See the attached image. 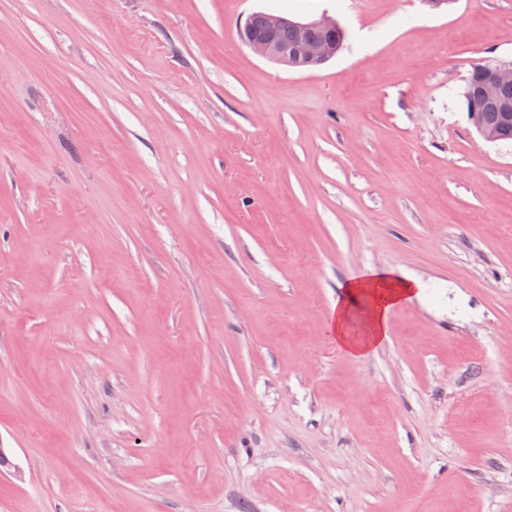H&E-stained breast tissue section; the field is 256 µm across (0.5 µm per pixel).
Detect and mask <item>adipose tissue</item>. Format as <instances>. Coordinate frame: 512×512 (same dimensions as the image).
<instances>
[{"instance_id": "ef3b65f1", "label": "adipose tissue", "mask_w": 512, "mask_h": 512, "mask_svg": "<svg viewBox=\"0 0 512 512\" xmlns=\"http://www.w3.org/2000/svg\"><path fill=\"white\" fill-rule=\"evenodd\" d=\"M426 290L419 278L366 267L341 284L327 316L328 337L346 357H370L390 339L392 311L422 299Z\"/></svg>"}]
</instances>
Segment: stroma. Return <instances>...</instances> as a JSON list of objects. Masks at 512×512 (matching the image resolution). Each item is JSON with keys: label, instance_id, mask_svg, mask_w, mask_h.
<instances>
[{"label": "stroma", "instance_id": "35a3bbf8", "mask_svg": "<svg viewBox=\"0 0 512 512\" xmlns=\"http://www.w3.org/2000/svg\"><path fill=\"white\" fill-rule=\"evenodd\" d=\"M255 12L345 32L254 54ZM512 0H0V512H512ZM407 272L362 360L339 283ZM289 24L297 28L300 41L297 43L295 52L299 58H303L308 65L320 64L336 52V46L327 45L320 41H312L302 36L309 28H319L326 31H315L312 36L324 42H335L338 46L336 53L340 51L345 39L344 30L337 23L329 18L323 17L308 23H296L289 21ZM336 30L335 33L329 32Z\"/></svg>", "mask_w": 512, "mask_h": 512}]
</instances>
